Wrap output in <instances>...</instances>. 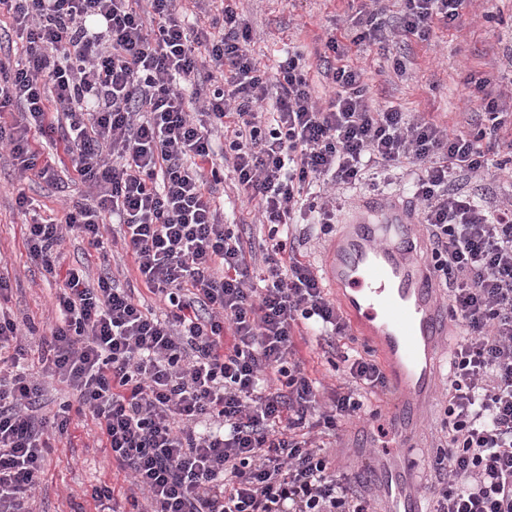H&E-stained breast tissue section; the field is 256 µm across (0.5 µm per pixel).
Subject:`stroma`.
<instances>
[{
    "mask_svg": "<svg viewBox=\"0 0 512 512\" xmlns=\"http://www.w3.org/2000/svg\"><path fill=\"white\" fill-rule=\"evenodd\" d=\"M240 12L255 29L258 40L253 47L256 57L274 64L287 50L302 51L316 92H323L328 81L324 75V41L327 32L346 25V0H238ZM512 30V0H474L459 22L449 28H437L428 38L407 37L383 55L373 48L349 45L346 64L364 69L374 98L381 104L400 108L410 115H426L449 129L469 132L479 121L476 108L466 103L468 82L486 80L485 91L497 95L504 70L505 54L512 47L506 37ZM406 64L404 75L393 71L394 59ZM65 191L41 179L25 183V193L34 201V212L18 210L11 158L0 152V275L9 279L11 290L0 308L15 319L20 329L36 326L37 334H28L26 363L38 368L41 332L54 321V304L60 278L31 262L24 247L25 226L33 214L56 216L61 198L81 199L84 188L79 183L69 157L59 165ZM410 199L409 167L380 170L371 180L341 189L346 207H353L373 192ZM224 219L242 225L243 236L260 240L264 230L254 222V207L237 196L232 186L218 192ZM296 349L310 376L333 384L339 378L332 367L334 351L326 342L307 334L296 337ZM439 408L426 417L422 436L414 456L418 463L417 481L433 479L431 461L439 443ZM358 424H345L329 450L332 469L340 474L364 473L367 459L353 453ZM98 429L91 418H75L68 435L56 441L45 461V475L35 492L34 512H94L89 496L92 485L103 480L122 484L114 474L106 454L99 448Z\"/></svg>",
    "mask_w": 512,
    "mask_h": 512,
    "instance_id": "1",
    "label": "stroma"
}]
</instances>
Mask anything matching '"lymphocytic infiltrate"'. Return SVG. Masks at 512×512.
<instances>
[{
  "label": "lymphocytic infiltrate",
  "instance_id": "obj_1",
  "mask_svg": "<svg viewBox=\"0 0 512 512\" xmlns=\"http://www.w3.org/2000/svg\"><path fill=\"white\" fill-rule=\"evenodd\" d=\"M347 2L349 43L386 52L451 26L472 0H402L391 29L386 0ZM0 18L18 54L0 59V148L16 180H54L60 147L87 188L62 217L26 227L31 262L65 271L41 375L0 311V512H33L44 461L77 412L130 476L125 489L92 487L96 512H373L326 450L343 421L372 414L384 368L299 259L291 226L304 210L330 233L339 186L408 162L420 166L428 260L465 330L425 493L432 512H512V200L464 188L512 163V89L471 91L485 121L462 134L376 101L334 34L332 88L315 97L303 54L262 63L230 2L189 22L175 0H0ZM227 167L268 226L260 246L224 221L215 187ZM111 222L164 315L108 272L62 268L71 233L107 260ZM305 328L337 339L345 383L326 387L296 359ZM46 376L77 401L38 416Z\"/></svg>",
  "mask_w": 512,
  "mask_h": 512
}]
</instances>
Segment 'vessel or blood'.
<instances>
[{"label":"vessel or blood","instance_id":"obj_1","mask_svg":"<svg viewBox=\"0 0 512 512\" xmlns=\"http://www.w3.org/2000/svg\"><path fill=\"white\" fill-rule=\"evenodd\" d=\"M415 209L395 197H364L349 223L333 227L324 277L336 288L340 306L357 335L389 365L388 388L395 401L387 416L396 450L379 455L369 479L383 494L389 512H420L411 492V465L401 449L417 428L420 401L433 392L424 351L437 348L449 331L438 282L415 237Z\"/></svg>","mask_w":512,"mask_h":512}]
</instances>
